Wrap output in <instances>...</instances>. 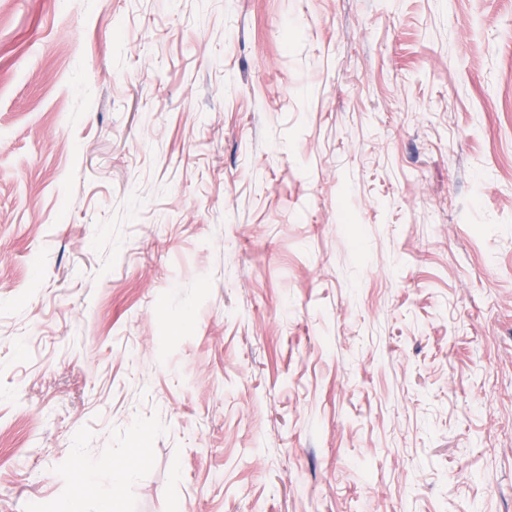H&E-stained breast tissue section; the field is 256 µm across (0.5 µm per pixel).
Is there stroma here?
I'll return each instance as SVG.
<instances>
[{
  "label": "stroma",
  "mask_w": 512,
  "mask_h": 512,
  "mask_svg": "<svg viewBox=\"0 0 512 512\" xmlns=\"http://www.w3.org/2000/svg\"><path fill=\"white\" fill-rule=\"evenodd\" d=\"M79 457L512 512V0H0V512Z\"/></svg>",
  "instance_id": "obj_1"
}]
</instances>
